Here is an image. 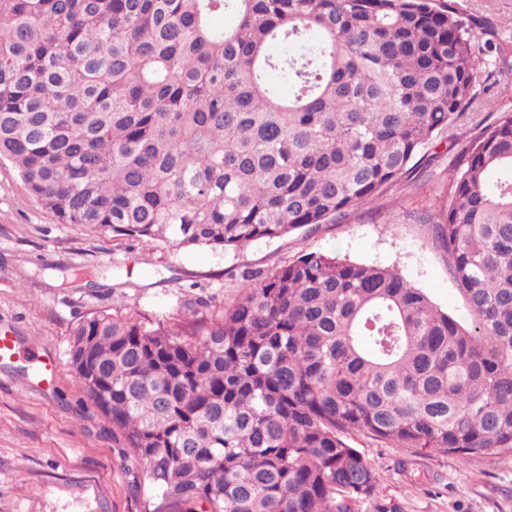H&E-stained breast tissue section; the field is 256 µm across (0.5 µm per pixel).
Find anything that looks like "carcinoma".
<instances>
[{"instance_id":"carcinoma-1","label":"carcinoma","mask_w":512,"mask_h":512,"mask_svg":"<svg viewBox=\"0 0 512 512\" xmlns=\"http://www.w3.org/2000/svg\"><path fill=\"white\" fill-rule=\"evenodd\" d=\"M484 27L458 0H0V160L57 224L235 251L342 221L479 129L424 220L465 321L322 252L222 306L77 321L72 370L145 512H353L378 476L351 432L512 452V113L475 111Z\"/></svg>"}]
</instances>
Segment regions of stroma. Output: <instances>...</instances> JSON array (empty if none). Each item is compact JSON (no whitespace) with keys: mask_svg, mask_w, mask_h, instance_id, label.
<instances>
[{"mask_svg":"<svg viewBox=\"0 0 512 512\" xmlns=\"http://www.w3.org/2000/svg\"><path fill=\"white\" fill-rule=\"evenodd\" d=\"M431 152L416 179L391 186L342 222L226 252L55 223L14 168L0 163V331L36 343L59 366L53 386L25 392L18 386L24 364L0 365V512H144V496L131 492L135 461L119 457L71 371V329L81 317L136 307L161 318L200 295L226 303L249 273L333 252L395 269L442 311L465 318L447 255L414 219L446 204L455 173L447 142ZM78 269L93 271L95 287L75 277ZM348 442L379 476L376 499L356 502L354 512H374L378 502L395 512H512V452L464 461L386 447L360 433Z\"/></svg>","mask_w":512,"mask_h":512,"instance_id":"35a3bbf8","label":"stroma"}]
</instances>
